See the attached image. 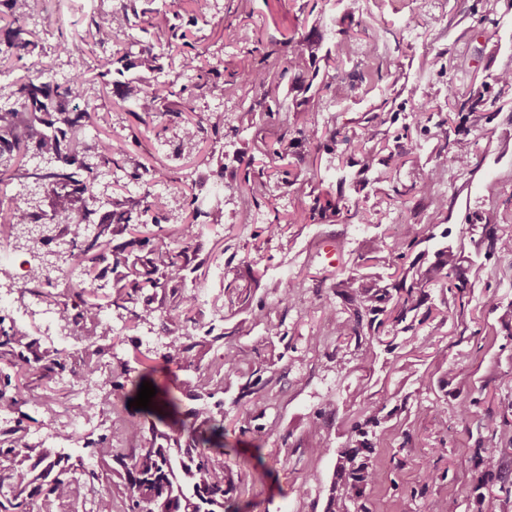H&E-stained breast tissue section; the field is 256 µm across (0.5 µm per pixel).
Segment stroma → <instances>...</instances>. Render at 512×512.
Instances as JSON below:
<instances>
[{
    "label": "stroma",
    "mask_w": 512,
    "mask_h": 512,
    "mask_svg": "<svg viewBox=\"0 0 512 512\" xmlns=\"http://www.w3.org/2000/svg\"><path fill=\"white\" fill-rule=\"evenodd\" d=\"M118 0H53L51 21L66 31L85 34L90 19L108 18ZM182 23L206 60L222 62L224 113L237 115L253 97L235 83L248 49H275L282 36L314 33L321 49L339 54L341 77L351 88L313 97L305 76L291 72L281 83L289 112L288 151L293 158L312 161L313 171L296 183L273 185L268 202L225 191L239 183L251 157L264 145L255 131L233 134L204 130L200 146L182 142L177 126L156 137L152 123L112 105L102 92L93 99L114 148L123 150L125 170L112 173L114 199L139 197L141 182L126 176L135 164L161 166L162 184L154 193L168 198L174 212L163 227L180 225L178 212L195 205L202 210L199 236L188 252L192 269L184 285L194 295L193 315L201 330L213 334L239 328L237 342L262 366L254 375L253 392L240 397L241 377L224 379V466L240 487L233 496L234 512H324L331 484L335 450L342 443L358 401L408 402L411 445L393 435L377 458L384 480L370 493L374 512H426L435 498L448 501V512H471L472 479L477 457L487 449L506 447L500 433L481 425L487 411L507 423L512 433V253L487 250L482 223H470L473 213L494 211L500 232L512 234V87L495 83L496 74L512 69V0H429L416 10L413 0H358L353 15H345L341 0H213L206 19ZM169 34L156 33L134 45V52L158 54L160 70L126 72L129 80H179L193 85L178 55L167 52ZM379 48L366 57L369 45ZM442 53L443 69L429 61ZM486 88L487 103L478 118L448 111L443 102L469 99ZM433 119L418 122L421 109ZM317 112L321 126L340 130L342 142L315 147L300 140L302 110ZM381 113L377 140L380 162L367 170L358 154L345 144L358 135L366 119ZM471 145L473 161L462 168L454 160L453 142ZM430 182L431 193L405 201L398 189ZM323 188L341 190L359 219L331 218L319 224L282 225L267 230L274 212L294 211L300 196ZM448 202L446 226L450 241H463L474 260L469 277L473 288L466 305L452 295L433 291L432 303L441 324L434 342L415 353L398 347V363H413V376L390 371L382 364L359 368L353 358L338 360V345L330 334L332 321L349 311L336 295V283L356 267L358 256L376 236L395 240L394 227L414 225L424 231L437 199ZM254 220H240L242 209ZM220 211L222 221L206 215ZM42 245L0 250V316L37 338L44 347L68 349L65 340L44 335L40 322L25 314L27 294L12 278L21 265L38 264ZM263 270L253 281L251 269ZM306 281L303 293L279 302L287 281ZM250 289L253 304L273 307L278 334H268L252 319L250 306L215 312L213 301L226 288ZM498 295L494 312L482 310L483 294ZM111 332L102 337V360L110 365L115 383L130 384L141 367L136 352H149L158 368L154 385L179 397L182 411L200 407L191 383L193 369L163 359L166 333H181L180 317L166 324L132 326L127 311L111 309ZM466 353L474 371L470 386L460 387L444 365ZM438 412H431V404ZM469 418H461L460 404ZM444 449L435 459L434 449Z\"/></svg>",
    "instance_id": "stroma-1"
}]
</instances>
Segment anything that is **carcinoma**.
Instances as JSON below:
<instances>
[{"label":"carcinoma","instance_id":"obj_1","mask_svg":"<svg viewBox=\"0 0 512 512\" xmlns=\"http://www.w3.org/2000/svg\"><path fill=\"white\" fill-rule=\"evenodd\" d=\"M42 0H0L7 6V21L4 38L0 39V67L13 69L22 67L26 75L10 85L7 107H0V184L26 185L37 181L45 186L46 192L61 194L68 200L65 211L66 223L70 225L97 223V234L75 243L67 262L74 263L82 271L78 282L62 281L64 288L57 292L46 291L44 296L65 313V320L85 331L84 347L75 351L33 350V343L27 341V334L14 324L7 325L0 318V380H5L0 389V414H12L18 406L38 404L50 406L52 396L34 391L21 395L10 392L11 373L34 372L39 377L52 381L69 373L73 382L79 383L81 376H87L89 384L104 393L106 413L120 415L119 405H127L139 391L140 383H133V389L116 385L112 378L97 379L101 371L96 328L105 319L104 306L91 299L98 291L108 288L110 305L130 313L134 325L150 322L163 314L176 313L183 322L194 323L192 312L194 296L179 290L185 280L186 253L191 242L199 233L196 220H184L177 233L172 235L160 229L139 241L146 253L129 261L118 251L112 252V279H106V269L94 264L98 259L95 252L107 247L118 229L134 230L147 222L151 213L167 210V198L145 191L133 201L113 203V209L99 220L97 213L96 189L100 179L98 168H123L124 159L116 157L112 145L103 148L86 141L84 127L92 119L98 107L87 100L85 72L73 80L61 82L51 63L32 61L39 46L34 40L37 32L29 28V20L35 17ZM154 0H142V4L123 6L111 12L110 18L99 22L91 20L88 32L94 45L101 48L115 46L112 58L107 61L110 68L97 73L104 84L113 86V92L123 102L129 103V112L142 113L148 118L156 117L160 122L155 126L156 135H163L169 128L168 122L178 120L181 140L191 146L200 142V133L209 126L219 133L224 126L239 134L256 125L259 112L271 115L283 110L278 98V84L272 79L280 69L286 74L301 71L308 74V86L316 92L336 93L338 60L327 54L323 59L316 55L317 43L311 38L298 39L291 35L282 41L284 53L268 51L257 63L244 67L243 84L254 92L256 100L238 117L233 125L222 112H209L203 119H195V109H175L176 100L186 101L192 92L186 84L148 82L137 85L123 81L125 72L132 68L155 70L157 57L136 56L131 48L117 45L119 36L132 29V19L143 23L141 31L166 30L174 39L183 40L182 69L197 72V78L209 82V91L224 95V83L220 82L221 62L203 63L202 53L195 45L185 41L186 34L180 31L176 20L179 13L168 14L152 7ZM73 38L59 34L53 45V55L74 64L71 48ZM84 101V106L75 100ZM382 123L381 114L374 113L356 137L354 150L360 155V162L366 169L378 161L375 140L377 126ZM259 132L261 140L268 147V161L256 166L248 164L242 182L228 185L226 189L239 191L253 198L268 194L272 176L277 171L276 162L288 158V142L283 127L266 123ZM299 134L303 139L317 141L322 138L320 123L315 114L305 113ZM29 201L12 202L8 205L0 200V236H10L17 224L27 223ZM345 215L352 219L350 209L340 194L327 190L312 198L298 199L295 211L297 218L313 224L328 217ZM485 222L487 247L490 251H512V236L497 233V214L486 213L476 216ZM435 238L431 233L422 236L406 233L404 237L388 246L382 238H373L365 253L359 255L357 268L361 269L374 261L392 270L387 276L381 274L361 275L354 273L336 283V294L349 306L350 315L332 325L331 335L341 343V349L353 355L364 368L376 362L381 352H393L394 341L402 338V345L416 348L434 339L435 333L424 331L431 319L429 289L446 290L458 299L470 292L472 283L467 269L460 264L456 248L446 242L448 231L441 233L443 241L432 249L420 251L410 263H405L413 249ZM151 288L164 294L168 304L154 306L150 302L137 303L138 293ZM77 298L79 303L71 306L69 300ZM253 320L265 325L269 334L279 328L271 317V310L260 304L252 309ZM198 349L194 358L195 388L207 398L214 397L222 390L218 375L237 374L242 377L255 374L253 361L248 352L228 339L224 355L208 362L204 357L210 346L204 340L196 341L190 332L168 338L164 357L176 364L189 360V353ZM448 374L463 385L471 382L470 365L466 356L448 364ZM163 404L166 429H158L150 420H124L123 427L99 438L95 467L87 468L79 463L87 477L89 487L100 495L112 498V482L102 480L96 468L116 474L123 482L124 492L119 512H228L237 486L233 478L224 471V464L216 459L223 449L224 412H213L209 406L190 413L179 411L177 399L166 396ZM409 411L406 406L387 409V404L360 403L358 418L345 431V442L336 449L334 477L329 488L324 512H372L367 490L378 485L382 473L374 458L376 449L387 444V437L396 432L394 423L401 412ZM15 461L8 469H0V512H52L51 506L63 501L71 503L72 512H79L80 485L70 476L71 455L62 448H43L30 441L29 430L22 424L0 431V459ZM480 475L472 489V504L476 512H482L486 492L497 484L507 482V465L504 457L487 454L479 457Z\"/></svg>","mask_w":512,"mask_h":512}]
</instances>
